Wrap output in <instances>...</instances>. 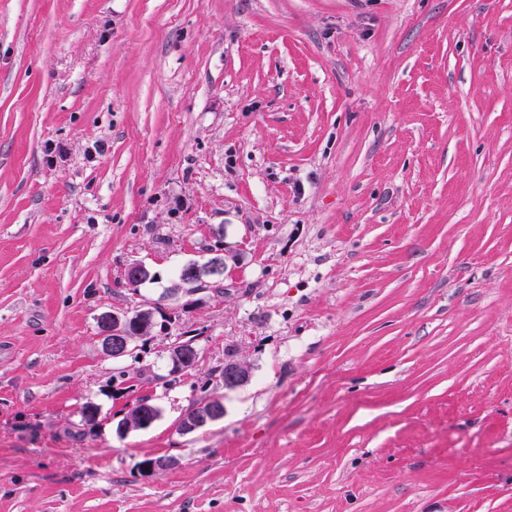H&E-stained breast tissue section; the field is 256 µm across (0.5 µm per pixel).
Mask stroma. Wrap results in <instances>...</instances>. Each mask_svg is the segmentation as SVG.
<instances>
[{"label": "stroma", "instance_id": "stroma-1", "mask_svg": "<svg viewBox=\"0 0 512 512\" xmlns=\"http://www.w3.org/2000/svg\"><path fill=\"white\" fill-rule=\"evenodd\" d=\"M0 512H512V0H0ZM221 253H215L206 263L198 264L192 262L186 265L185 269H181L179 275L178 288H173L166 295L168 299L175 297L179 291L186 293H194L203 289L209 281H213L214 278H219L224 275L226 262L224 260L223 249ZM154 305H142L132 312H106L99 317V335L107 355L122 360L138 349V341L155 335L158 323ZM183 339H178L173 342L167 350V362L169 369L173 368L176 374L187 372L191 367H194L198 362V357L195 353L191 355L186 347ZM215 372L221 375L224 391H231L245 386L251 380V367L244 361L234 358L224 360V367H216ZM223 418V399L218 396L205 398L198 401L180 417L178 431L182 435L193 434ZM150 404L136 401L129 406L123 418L119 422L118 431L125 435L133 430H142L150 427L156 420L152 417Z\"/></svg>", "mask_w": 512, "mask_h": 512}]
</instances>
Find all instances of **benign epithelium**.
<instances>
[{
  "label": "benign epithelium",
  "mask_w": 512,
  "mask_h": 512,
  "mask_svg": "<svg viewBox=\"0 0 512 512\" xmlns=\"http://www.w3.org/2000/svg\"><path fill=\"white\" fill-rule=\"evenodd\" d=\"M225 267L222 252L215 254L204 264H187L179 277L178 287L169 291L167 297L171 299L181 291L194 293L202 290L209 281L223 276ZM154 277L151 269L140 262L128 265L124 272L125 284L130 289ZM156 327L155 307L152 303L142 305L132 312H106L99 317V335L103 349L116 361L132 355L138 349V342L153 336ZM167 362L169 368L180 374L195 366L198 357L190 354L184 341L178 339L167 350ZM251 376V367L246 362L234 358L224 360V390L231 391L248 384ZM223 418V399L218 396L205 398L180 417L178 431L182 435L193 434ZM153 423L151 406L136 401L129 406L120 420L118 431L123 436L133 430L146 429ZM178 464L179 460L174 456L150 457L143 461V468L151 473H161L175 468Z\"/></svg>",
  "instance_id": "1"
}]
</instances>
